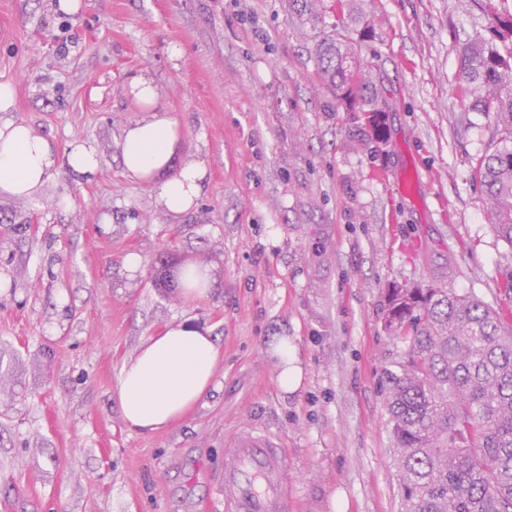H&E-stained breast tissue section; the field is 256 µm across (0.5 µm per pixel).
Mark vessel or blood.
I'll list each match as a JSON object with an SVG mask.
<instances>
[{"label": "vessel or blood", "mask_w": 512, "mask_h": 512, "mask_svg": "<svg viewBox=\"0 0 512 512\" xmlns=\"http://www.w3.org/2000/svg\"><path fill=\"white\" fill-rule=\"evenodd\" d=\"M225 454L224 512H288L285 459L270 435L243 433Z\"/></svg>", "instance_id": "1"}]
</instances>
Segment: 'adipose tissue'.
Here are the masks:
<instances>
[{
  "label": "adipose tissue",
  "mask_w": 512,
  "mask_h": 512,
  "mask_svg": "<svg viewBox=\"0 0 512 512\" xmlns=\"http://www.w3.org/2000/svg\"><path fill=\"white\" fill-rule=\"evenodd\" d=\"M125 93L142 116L123 128L117 142L124 174L132 181L153 183L157 205L181 216L195 207L207 167L198 159L174 165L182 129L152 77L130 74ZM57 161L51 142L33 126L0 120V197L34 199L55 173ZM269 353L280 390L296 391L302 381L296 350L283 337L271 343ZM222 360L214 336L192 324L148 337L123 364L114 393L127 426L155 433L179 422L215 389Z\"/></svg>",
  "instance_id": "adipose-tissue-1"
}]
</instances>
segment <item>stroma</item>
<instances>
[{
	"label": "stroma",
	"instance_id": "stroma-1",
	"mask_svg": "<svg viewBox=\"0 0 512 512\" xmlns=\"http://www.w3.org/2000/svg\"><path fill=\"white\" fill-rule=\"evenodd\" d=\"M56 2L0 0L9 117L61 158L93 145L101 165L61 161L35 199L0 197V512H221L224 450L256 428L286 451L291 512H404L386 388L408 344L385 328L387 289L512 303V246L474 174L501 136L460 105L463 45L498 37L482 0H324L326 23L361 16L354 49L387 127L365 151L363 115L323 88L320 32L292 0H83L74 15ZM137 71L182 128L175 162L208 166L178 218L122 174ZM191 263L213 278L195 301L176 280ZM187 320L224 352L215 390L165 431L130 430L113 398L123 363ZM277 336L303 368L288 394L267 354ZM66 159L69 169L74 173H92L99 167L97 151L90 144L74 143Z\"/></svg>",
	"mask_w": 512,
	"mask_h": 512
}]
</instances>
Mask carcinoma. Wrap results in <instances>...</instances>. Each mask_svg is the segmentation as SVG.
I'll return each instance as SVG.
<instances>
[{"instance_id":"1","label":"carcinoma","mask_w":512,"mask_h":512,"mask_svg":"<svg viewBox=\"0 0 512 512\" xmlns=\"http://www.w3.org/2000/svg\"><path fill=\"white\" fill-rule=\"evenodd\" d=\"M487 0L499 42L461 50V107L493 118L512 140V11ZM317 69L348 112L377 130L373 84L361 72L347 23L316 45ZM496 235L512 246V150L477 159ZM386 321L409 339L389 374L386 403L405 512H512V310L441 287L394 288Z\"/></svg>"}]
</instances>
